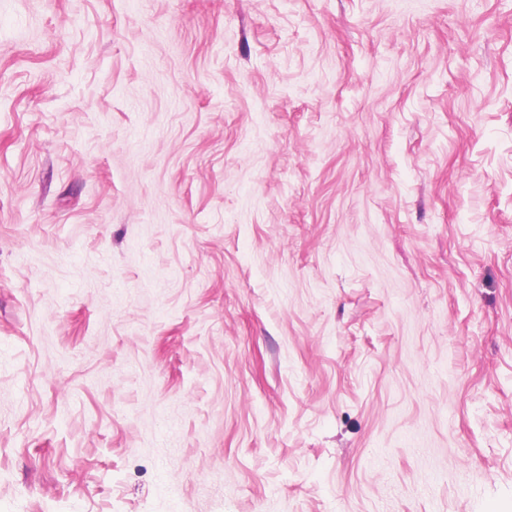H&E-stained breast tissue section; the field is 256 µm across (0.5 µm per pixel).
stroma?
<instances>
[{"label": "stroma", "mask_w": 512, "mask_h": 512, "mask_svg": "<svg viewBox=\"0 0 512 512\" xmlns=\"http://www.w3.org/2000/svg\"><path fill=\"white\" fill-rule=\"evenodd\" d=\"M0 512H512V0H0Z\"/></svg>", "instance_id": "stroma-1"}]
</instances>
